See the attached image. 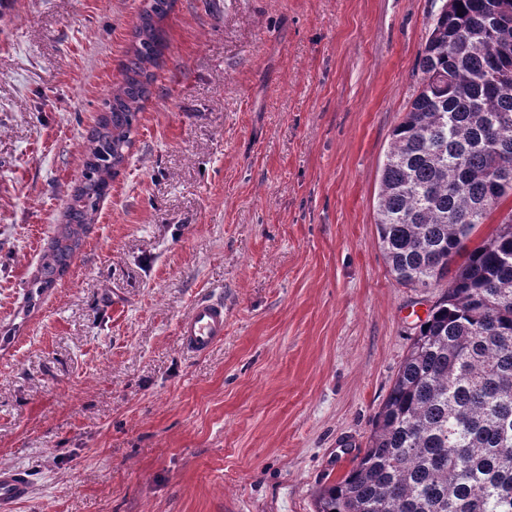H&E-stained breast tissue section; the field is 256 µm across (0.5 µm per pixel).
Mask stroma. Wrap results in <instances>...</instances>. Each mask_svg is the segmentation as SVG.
Here are the masks:
<instances>
[{
    "label": "stroma",
    "instance_id": "1",
    "mask_svg": "<svg viewBox=\"0 0 512 512\" xmlns=\"http://www.w3.org/2000/svg\"><path fill=\"white\" fill-rule=\"evenodd\" d=\"M441 0H175L128 159L67 275L25 283L143 0L0 11V463L15 512H315L441 288L375 205ZM224 299V341L177 327ZM181 347L187 354L202 356L224 341V304L200 297L178 324ZM34 486L27 474L12 465L0 464V511L14 512L32 496Z\"/></svg>",
    "mask_w": 512,
    "mask_h": 512
}]
</instances>
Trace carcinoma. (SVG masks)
I'll list each match as a JSON object with an SVG mask.
<instances>
[{"mask_svg":"<svg viewBox=\"0 0 512 512\" xmlns=\"http://www.w3.org/2000/svg\"><path fill=\"white\" fill-rule=\"evenodd\" d=\"M174 0H145L121 82L86 137L78 184L28 282L32 303L68 272L124 165ZM512 0H443L405 117L381 169L375 224L395 280L448 281L421 322L374 417L368 446L315 512H512V210L469 249L478 224L512 198Z\"/></svg>","mask_w":512,"mask_h":512,"instance_id":"carcinoma-1","label":"carcinoma"}]
</instances>
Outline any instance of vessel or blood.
Returning a JSON list of instances; mask_svg holds the SVG:
<instances>
[{"instance_id": "vessel-or-blood-1", "label": "vessel or blood", "mask_w": 512, "mask_h": 512, "mask_svg": "<svg viewBox=\"0 0 512 512\" xmlns=\"http://www.w3.org/2000/svg\"><path fill=\"white\" fill-rule=\"evenodd\" d=\"M181 347L187 354L202 356L224 340V305L204 296L195 301L178 324ZM34 486L27 474L12 465L0 464V512H15L29 500Z\"/></svg>"}]
</instances>
